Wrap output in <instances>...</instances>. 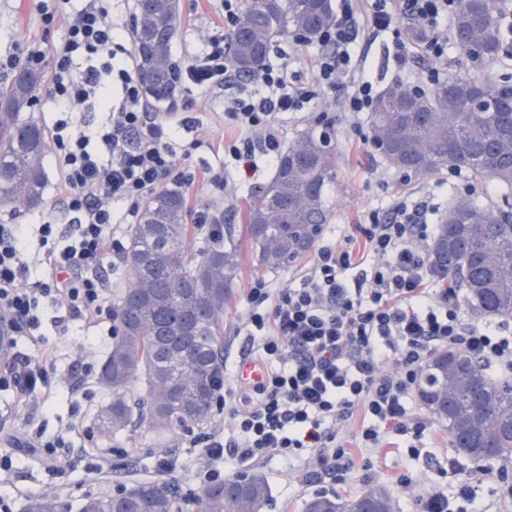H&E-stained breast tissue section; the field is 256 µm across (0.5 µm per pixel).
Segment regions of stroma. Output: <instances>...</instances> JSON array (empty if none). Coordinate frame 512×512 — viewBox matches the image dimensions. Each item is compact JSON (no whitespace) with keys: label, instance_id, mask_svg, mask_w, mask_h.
Returning <instances> with one entry per match:
<instances>
[{"label":"stroma","instance_id":"obj_1","mask_svg":"<svg viewBox=\"0 0 512 512\" xmlns=\"http://www.w3.org/2000/svg\"><path fill=\"white\" fill-rule=\"evenodd\" d=\"M180 6V25L171 44V55L173 59L186 60L193 55L200 40L220 25L221 19L208 0H180ZM65 32L61 13L46 16L43 0H0V59L11 55L25 58L28 47L37 45L46 54L42 69L51 71V54ZM319 52V45L301 47L291 35L285 34L275 37L269 59L288 65L297 71L303 82L311 83L316 78L313 64ZM447 66L451 75L500 81L512 76V55L480 66L471 63L462 50L452 44L448 47ZM221 109V104L201 102L196 111L197 130L182 131L177 149L184 154V168L194 172L206 170L211 175L210 180H199L186 187L190 210L218 209L223 211L225 223L237 225L241 222L246 197L267 183L272 172L261 171L254 180L240 184L234 195L222 194L218 183L228 177L234 163L225 155V145L233 134L225 130L217 117ZM328 125L334 130L331 147L336 154V179L327 192L333 217L330 224L324 226L320 243L359 247V224L366 222L371 211L386 207L396 195L428 189L437 207H447V174L407 178L390 168L380 151L367 148L361 134L347 127L342 105L332 96H320L300 120H284L282 131L285 141L291 142L304 132H319ZM196 138L205 140V147L190 149V142ZM45 168L49 176L46 204L36 209H0V224L32 225L42 216L50 217L57 224L68 223L61 204V173L53 154H46ZM306 264V259L302 258L288 267L269 271L257 267L251 252H244L240 275L232 285V297L224 311L225 361H238L242 355L243 339L237 330L246 312L251 282L262 278L274 287L285 288L293 284ZM70 330L71 339L61 348L59 363L75 364L77 376L72 382L62 381L53 388L44 411L29 415L26 409L15 406L12 390L0 388V409L6 411L8 418L7 423L0 426V458L5 456L12 461L9 470L0 471V502L8 504L10 512H25L33 495L52 492L60 497L66 512H78L86 495L114 493L135 481L154 478L158 456L168 453L177 460L172 480L182 490V512H195L191 499L197 491V475L203 467L195 444L215 430L231 434L230 424L217 413L205 427L178 430L163 441L138 428L109 440L101 439L95 417L108 395L99 386L96 371L112 338L106 327L89 329L79 320L71 322ZM29 433L40 434L46 440H63L64 473H57L26 452L23 439ZM425 442V448L416 458L406 449L391 448L382 450L371 462L357 460L348 485L338 487V495L355 496L382 487L392 496L394 512H417L416 498L425 484L430 483L440 485L451 500H458L457 483L441 475L449 458L454 456L444 427L434 425ZM255 469L264 473L270 484L264 512H304L313 488L302 472L276 458L256 464ZM404 472L415 479L414 485L407 489L396 484L397 476Z\"/></svg>","mask_w":512,"mask_h":512}]
</instances>
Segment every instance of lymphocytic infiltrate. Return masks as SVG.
<instances>
[{"instance_id": "f902f5d3", "label": "lymphocytic infiltrate", "mask_w": 512, "mask_h": 512, "mask_svg": "<svg viewBox=\"0 0 512 512\" xmlns=\"http://www.w3.org/2000/svg\"><path fill=\"white\" fill-rule=\"evenodd\" d=\"M420 32L407 41L402 19ZM448 0H341L315 61L314 85L299 83L287 67L264 66L252 76L233 65L224 30L210 34L191 62L177 71L180 94L169 102V121L148 105L131 62L124 30L115 26L99 0L67 19V33L55 51L52 98L60 114L52 126L53 154L63 179V200L71 222H43L36 237L11 224L0 225V315L27 336L28 352H16L4 374L31 412L53 385L71 378L45 341L42 318L53 308L58 336L69 334L68 319L96 326L109 294L105 267L125 263L118 238L119 217H136L142 201L172 182L193 184L173 148L200 100L224 103L220 118L237 142L229 152L244 176L277 162L284 146L279 120L305 111L318 93L342 97L352 118L370 111L379 91L361 67L354 45L359 28L391 36L396 79L411 77L414 89L429 90L437 68L416 72L417 59H442L448 44ZM88 62L75 72L76 59ZM120 102H113V95ZM106 110L96 129H76L88 106ZM427 197L398 196L361 225L364 250L333 245L317 248L293 288L272 290L261 278L248 292L249 309L239 329L240 360L230 367L232 383L217 407L235 436L216 431L199 450L210 483L228 464L279 458L305 470L315 484L347 483L354 452L404 448L420 456L432 421L412 407L420 372L437 350L467 351L499 374L512 377V336L501 325L472 319L460 289L430 266L420 242L435 230ZM353 430V442L340 440ZM512 465L449 467L470 512H483L477 489Z\"/></svg>"}]
</instances>
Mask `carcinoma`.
<instances>
[{
  "label": "carcinoma",
  "mask_w": 512,
  "mask_h": 512,
  "mask_svg": "<svg viewBox=\"0 0 512 512\" xmlns=\"http://www.w3.org/2000/svg\"><path fill=\"white\" fill-rule=\"evenodd\" d=\"M499 0H453L452 40L471 59L495 57L502 42ZM332 0H242L230 32L236 69L256 73L275 36L300 46L321 41L333 22ZM179 0H136L132 27L135 70L147 97L164 102L174 92L171 42ZM43 83L38 67H22L0 85V208L46 203L47 130L31 112ZM456 76L420 95L393 85L376 98L368 125L387 164L406 175L458 170L493 183L501 205L459 195L439 212L425 247L433 268L465 290L471 312L512 318V84H481ZM336 157L326 139L307 132L286 145L270 181L245 201V230L258 264L277 269L310 252L330 223L327 187ZM199 225L190 222L185 193L164 187L141 207L126 234V279L114 306L116 334L101 361L98 384L109 393L97 418L104 438L138 426L163 436L207 423L224 371V309L239 274L241 245L221 219L197 251ZM420 405L446 431L459 454L480 463L512 459V379H497L469 353L446 348L422 368ZM270 493L261 472L204 486L195 512H263ZM306 512H393L382 487L341 498L315 495ZM26 512H61L48 494L32 496ZM79 512H180L179 490L164 479L136 482L115 494L89 495Z\"/></svg>",
  "instance_id": "cac0c4a2"
}]
</instances>
